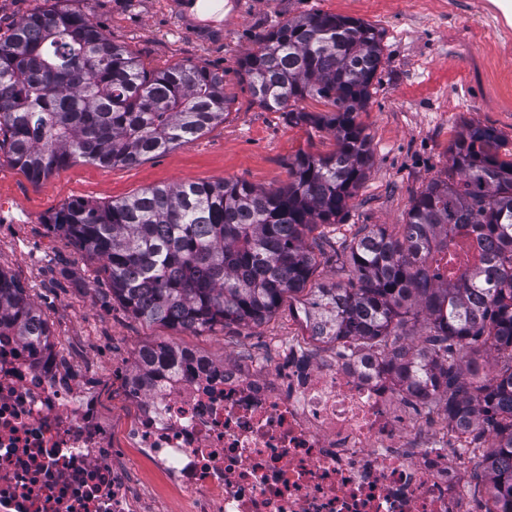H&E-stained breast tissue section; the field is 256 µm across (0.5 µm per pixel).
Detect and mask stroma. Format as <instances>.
<instances>
[{
    "label": "stroma",
    "mask_w": 512,
    "mask_h": 512,
    "mask_svg": "<svg viewBox=\"0 0 512 512\" xmlns=\"http://www.w3.org/2000/svg\"><path fill=\"white\" fill-rule=\"evenodd\" d=\"M192 0H56L59 9L88 15L115 44L147 69L191 61L224 76L230 105L190 145L144 157L134 165L76 162L38 182L0 153V269L19 280L58 341L64 366L77 369L97 394L102 419L114 428L117 458L138 479L147 512H171L178 493L152 464L126 445L134 416L128 381L137 353L164 342L220 362L295 332V300L259 326L215 325L202 331L170 328L133 317L112 298L97 262L54 234L47 218L75 202L119 201L152 187L184 182L240 180L272 192L288 182V164L301 151L332 152L334 137L289 124L284 113L256 103L238 75L239 60L256 38L288 18L329 13L360 18L384 30L383 59L360 121L372 161L346 213L316 229L309 244H323L313 282H337L333 242L352 239L372 224L398 232L413 196L448 166V147L462 125L495 130L512 153V41L496 19L471 0H225L231 25L223 41L207 44L179 26L174 6Z\"/></svg>",
    "instance_id": "35a3bbf8"
}]
</instances>
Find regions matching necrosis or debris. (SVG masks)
<instances>
[{"mask_svg": "<svg viewBox=\"0 0 512 512\" xmlns=\"http://www.w3.org/2000/svg\"><path fill=\"white\" fill-rule=\"evenodd\" d=\"M301 337L159 378L133 396L126 442L179 490V512H504L470 435L409 413L380 361ZM111 425L78 372L0 336V512H142Z\"/></svg>", "mask_w": 512, "mask_h": 512, "instance_id": "necrosis-or-debris-1", "label": "necrosis or debris"}]
</instances>
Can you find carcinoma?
Wrapping results in <instances>:
<instances>
[{
  "mask_svg": "<svg viewBox=\"0 0 512 512\" xmlns=\"http://www.w3.org/2000/svg\"><path fill=\"white\" fill-rule=\"evenodd\" d=\"M382 41L367 21L313 13L260 35L241 58L261 107L336 139L330 154L298 152L283 188L227 179L155 186L121 201L70 203L47 224L99 263L112 299L149 323L257 326L285 297L306 294V313L340 344L337 355L381 360L421 405L489 438L483 474L512 503V159L499 157L495 132L462 127L448 168L413 197L399 233L364 227L339 243L347 280L311 286L308 237L342 217L370 167L358 117ZM307 99L332 110L309 112L299 106ZM227 107L223 76L193 62L150 73L84 14L38 10L0 41V150L35 182L77 161L134 165L189 145ZM458 233L474 236L479 263L442 279L430 258ZM5 328L53 348L41 310L0 270ZM416 336L419 346H395ZM483 347L499 354L485 373L475 358ZM189 355L146 345L133 379Z\"/></svg>",
  "mask_w": 512,
  "mask_h": 512,
  "instance_id": "obj_1",
  "label": "carcinoma"
}]
</instances>
